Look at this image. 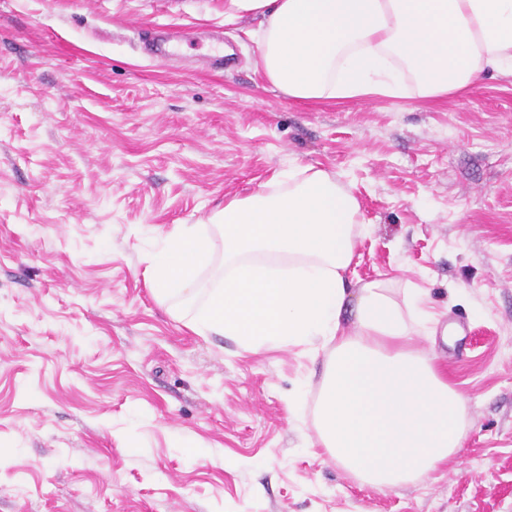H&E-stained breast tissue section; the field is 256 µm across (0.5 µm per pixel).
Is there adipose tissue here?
<instances>
[{"label":"adipose tissue","mask_w":512,"mask_h":512,"mask_svg":"<svg viewBox=\"0 0 512 512\" xmlns=\"http://www.w3.org/2000/svg\"><path fill=\"white\" fill-rule=\"evenodd\" d=\"M257 19L256 66L297 100L421 99L512 76V0H224ZM360 204L335 174L278 173L225 201L204 224H178L151 254L154 297L198 335L249 353L303 345L328 359L315 409L319 443L363 482L400 487L458 453L466 397L435 356L413 350L430 321L423 295L390 282L350 288Z\"/></svg>","instance_id":"1"}]
</instances>
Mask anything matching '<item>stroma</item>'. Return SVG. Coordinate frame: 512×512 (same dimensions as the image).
Segmentation results:
<instances>
[{
    "label": "stroma",
    "instance_id": "stroma-1",
    "mask_svg": "<svg viewBox=\"0 0 512 512\" xmlns=\"http://www.w3.org/2000/svg\"><path fill=\"white\" fill-rule=\"evenodd\" d=\"M257 27L224 0H0V512H512V77L298 102ZM296 165L352 185L349 280L424 289L413 347L467 399L459 454L407 487L316 446L325 351L197 335L146 284L154 230ZM177 41L166 33L153 32L148 43V53L158 60H166L174 53Z\"/></svg>",
    "mask_w": 512,
    "mask_h": 512
}]
</instances>
